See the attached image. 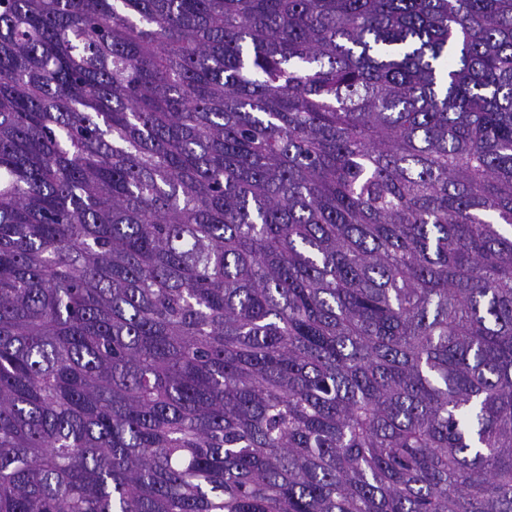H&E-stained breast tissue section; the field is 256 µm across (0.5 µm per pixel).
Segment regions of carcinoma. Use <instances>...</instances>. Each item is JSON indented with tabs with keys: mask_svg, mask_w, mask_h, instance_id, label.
<instances>
[{
	"mask_svg": "<svg viewBox=\"0 0 512 512\" xmlns=\"http://www.w3.org/2000/svg\"><path fill=\"white\" fill-rule=\"evenodd\" d=\"M0 512H512V0H0Z\"/></svg>",
	"mask_w": 512,
	"mask_h": 512,
	"instance_id": "cac0c4a2",
	"label": "carcinoma"
}]
</instances>
